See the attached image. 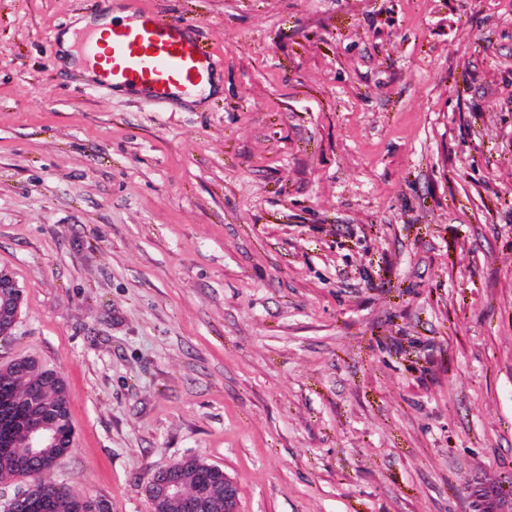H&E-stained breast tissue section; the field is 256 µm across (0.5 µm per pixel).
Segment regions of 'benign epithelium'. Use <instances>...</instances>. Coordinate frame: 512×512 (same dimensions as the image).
Returning <instances> with one entry per match:
<instances>
[{
	"label": "benign epithelium",
	"mask_w": 512,
	"mask_h": 512,
	"mask_svg": "<svg viewBox=\"0 0 512 512\" xmlns=\"http://www.w3.org/2000/svg\"><path fill=\"white\" fill-rule=\"evenodd\" d=\"M22 301V290L13 273L0 268V336H9L16 324ZM50 407L38 388L33 387L26 399L25 411H18L14 402L0 398V448L11 450L18 447L15 435L24 437L27 451L21 454L23 467L37 466L53 468L57 459L50 457L45 449L58 447L60 434L56 422L49 418ZM223 493L213 489L202 494L191 504L189 512H209L211 500L222 498L223 512H238V488L235 482L223 475ZM160 497L167 500L181 496V478L178 463L157 472L152 479ZM29 490L22 488L4 505V512H28Z\"/></svg>",
	"instance_id": "7a95c632"
}]
</instances>
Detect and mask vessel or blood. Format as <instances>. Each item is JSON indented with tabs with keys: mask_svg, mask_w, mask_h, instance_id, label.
<instances>
[{
	"mask_svg": "<svg viewBox=\"0 0 512 512\" xmlns=\"http://www.w3.org/2000/svg\"><path fill=\"white\" fill-rule=\"evenodd\" d=\"M92 58L113 84L139 86L162 99L201 86L218 65L216 56L184 24L148 9L113 28L109 41L93 50Z\"/></svg>",
	"mask_w": 512,
	"mask_h": 512,
	"instance_id": "obj_1",
	"label": "vessel or blood"
}]
</instances>
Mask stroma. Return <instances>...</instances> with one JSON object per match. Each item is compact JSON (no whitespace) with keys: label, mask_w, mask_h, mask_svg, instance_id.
<instances>
[{"label":"stroma","mask_w":512,"mask_h":512,"mask_svg":"<svg viewBox=\"0 0 512 512\" xmlns=\"http://www.w3.org/2000/svg\"><path fill=\"white\" fill-rule=\"evenodd\" d=\"M212 93L84 76L119 0H0V368L65 383L46 482L152 512L193 454L239 512L512 494V0H144ZM22 290L13 273L0 268V336H9L16 324Z\"/></svg>","instance_id":"35a3bbf8"}]
</instances>
